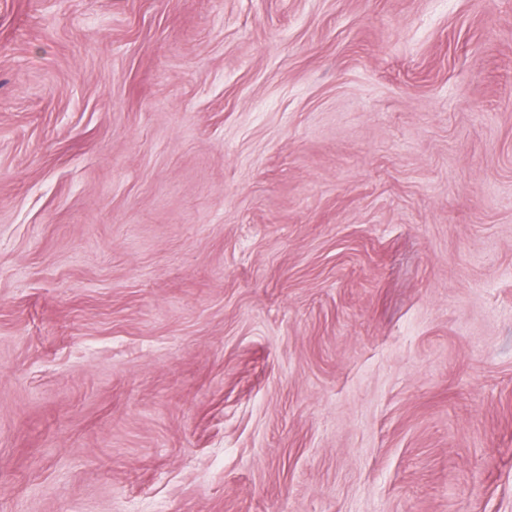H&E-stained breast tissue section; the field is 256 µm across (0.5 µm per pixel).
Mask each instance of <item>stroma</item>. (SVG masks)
Segmentation results:
<instances>
[{"instance_id":"obj_1","label":"stroma","mask_w":512,"mask_h":512,"mask_svg":"<svg viewBox=\"0 0 512 512\" xmlns=\"http://www.w3.org/2000/svg\"><path fill=\"white\" fill-rule=\"evenodd\" d=\"M512 512V0H0V512Z\"/></svg>"}]
</instances>
